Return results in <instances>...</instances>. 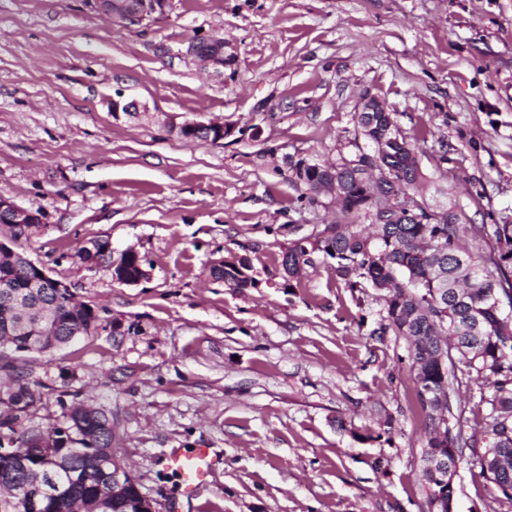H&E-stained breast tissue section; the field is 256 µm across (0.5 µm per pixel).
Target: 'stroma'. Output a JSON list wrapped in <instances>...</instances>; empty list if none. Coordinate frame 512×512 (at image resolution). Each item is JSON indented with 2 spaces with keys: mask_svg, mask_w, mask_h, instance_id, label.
<instances>
[{
  "mask_svg": "<svg viewBox=\"0 0 512 512\" xmlns=\"http://www.w3.org/2000/svg\"><path fill=\"white\" fill-rule=\"evenodd\" d=\"M220 38L230 65L185 49ZM123 96L142 112L112 109ZM375 96L425 137L422 191L471 224H512V0H171L130 23L94 0H0V196L35 213L17 250L98 314L48 354L9 353L45 429L83 403L158 512H424L425 413L407 341L377 335L380 291L291 242L336 217L291 161L353 153ZM217 121L223 143L175 125ZM136 251L134 285L79 256ZM245 260L251 286L215 279ZM220 465L181 495L171 449ZM454 512H512L464 462Z\"/></svg>",
  "mask_w": 512,
  "mask_h": 512,
  "instance_id": "1",
  "label": "stroma"
}]
</instances>
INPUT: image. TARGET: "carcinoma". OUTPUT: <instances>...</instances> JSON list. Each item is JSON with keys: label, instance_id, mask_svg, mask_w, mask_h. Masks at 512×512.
I'll use <instances>...</instances> for the list:
<instances>
[{"label": "carcinoma", "instance_id": "obj_1", "mask_svg": "<svg viewBox=\"0 0 512 512\" xmlns=\"http://www.w3.org/2000/svg\"><path fill=\"white\" fill-rule=\"evenodd\" d=\"M355 132L369 145L336 162V223L291 243L284 272L295 276L321 254L351 290L383 292L381 333L391 330L410 341L419 403L427 412L429 438L423 453L422 484L426 507L446 496L440 460L458 468L469 458L479 474L512 501V333H505L512 311V224H469L453 210L431 204L420 193L423 179L417 139L403 133L392 115L357 112ZM384 171L401 196L409 198L417 218L402 224H378L380 217L367 184L356 179L361 167ZM309 200L316 164L299 159L290 164ZM466 238L494 240L489 255L466 250ZM84 261H112L106 241L82 251ZM245 262L224 264V283L231 288L251 284ZM70 298L56 288L29 286L23 254L0 257V349L46 352L89 334L92 309L68 308ZM13 386L0 388V449L52 466L61 488L55 512H74L76 500L102 484L89 464L88 448L112 449V420L101 410L77 404L63 421L44 431L25 427L31 412L42 406L38 384L9 362ZM483 382L479 405L486 414L481 439L455 429L461 415L456 393L463 380ZM11 498L7 512H30L27 493L0 473V493Z\"/></svg>", "mask_w": 512, "mask_h": 512}]
</instances>
